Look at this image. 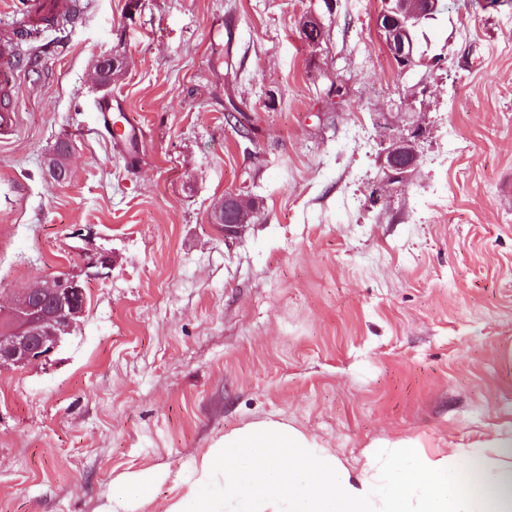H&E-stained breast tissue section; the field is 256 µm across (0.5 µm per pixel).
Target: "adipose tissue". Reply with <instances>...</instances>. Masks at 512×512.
Instances as JSON below:
<instances>
[{"mask_svg": "<svg viewBox=\"0 0 512 512\" xmlns=\"http://www.w3.org/2000/svg\"><path fill=\"white\" fill-rule=\"evenodd\" d=\"M400 448L375 442L356 470L288 424H249L209 450L194 486L166 512H512V432L442 455Z\"/></svg>", "mask_w": 512, "mask_h": 512, "instance_id": "adipose-tissue-1", "label": "adipose tissue"}]
</instances>
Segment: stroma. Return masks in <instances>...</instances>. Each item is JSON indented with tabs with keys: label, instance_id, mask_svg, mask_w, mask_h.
Here are the masks:
<instances>
[{
	"label": "stroma",
	"instance_id": "stroma-1",
	"mask_svg": "<svg viewBox=\"0 0 512 512\" xmlns=\"http://www.w3.org/2000/svg\"><path fill=\"white\" fill-rule=\"evenodd\" d=\"M19 47L0 141V301L80 271L86 312L49 359L0 373V512H165L224 434L278 421L343 464L512 430V0H441V67L400 73L381 0H81ZM117 55L111 86L93 62ZM429 89L412 179L370 207L377 113ZM120 99L141 137L101 128ZM257 133L239 136L229 105ZM72 145L69 181L47 162ZM255 200L241 237L213 220ZM164 475L126 501L131 473ZM97 112H99V121L103 127L111 134L113 132V140L131 142L136 138V133L133 130L126 129L120 124V121H112V112H122L117 102L115 106L112 105V99L100 102ZM224 207L229 208L235 218L238 215L239 220H233L231 224H224V211L221 209L215 215L216 223L224 224L222 226H224L225 239H235L241 235L244 228L249 224H247L249 219L255 215V202L241 194L228 192L224 195Z\"/></svg>",
	"mask_w": 512,
	"mask_h": 512
}]
</instances>
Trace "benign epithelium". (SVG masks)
<instances>
[{
	"instance_id": "obj_1",
	"label": "benign epithelium",
	"mask_w": 512,
	"mask_h": 512,
	"mask_svg": "<svg viewBox=\"0 0 512 512\" xmlns=\"http://www.w3.org/2000/svg\"><path fill=\"white\" fill-rule=\"evenodd\" d=\"M426 1L439 6V0H391L390 10L400 15L401 24L381 29L391 58L404 69L414 64L413 30L430 16L424 8ZM376 124L383 129L379 163L384 177L372 189L369 202L384 206L391 191L407 183L417 170L427 129L419 120L394 121L388 112L377 113ZM224 207L237 216L224 225V238L235 239L255 215V202L228 192ZM111 265L109 253L96 252L84 262L83 274L85 278L101 276ZM85 295L84 278L64 273L19 291L7 305H0V372L47 360L80 323L86 310Z\"/></svg>"
}]
</instances>
